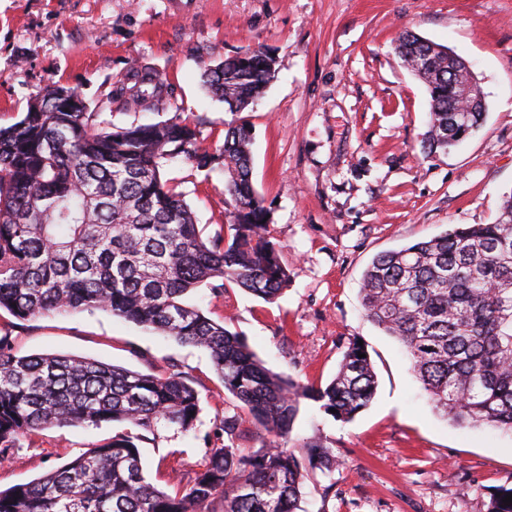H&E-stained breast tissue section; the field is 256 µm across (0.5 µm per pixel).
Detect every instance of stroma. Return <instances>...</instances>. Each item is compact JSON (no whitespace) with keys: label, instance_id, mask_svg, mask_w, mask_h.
<instances>
[{"label":"stroma","instance_id":"35a3bbf8","mask_svg":"<svg viewBox=\"0 0 512 512\" xmlns=\"http://www.w3.org/2000/svg\"><path fill=\"white\" fill-rule=\"evenodd\" d=\"M464 58L484 94L481 127L449 152L422 146L430 120L425 84L394 50L403 31ZM264 47L276 73L246 111L254 127L252 180L271 214L269 239L292 272L268 303L225 283L201 288L205 314L244 336L270 370L313 388L336 374L350 339L363 341L378 386L370 405L340 422L302 400L289 442L297 456L317 437L342 465L310 471L306 512H489L512 488V433L461 427L428 404L399 343L364 315L359 288L377 254L459 224H492L512 193V0H0V126L61 84L112 124L180 118L219 152L236 121L201 86V62ZM166 79L154 107L107 105L137 64ZM207 232L225 223L222 171L176 163ZM20 353H64L143 373L187 372L200 398L195 429L160 430L142 448L147 481L166 492L189 481L216 447L237 403L207 352L105 312L0 315ZM119 423L31 432L0 462V489L28 483L122 432Z\"/></svg>","mask_w":512,"mask_h":512}]
</instances>
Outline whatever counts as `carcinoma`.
Masks as SVG:
<instances>
[{
	"label": "carcinoma",
	"mask_w": 512,
	"mask_h": 512,
	"mask_svg": "<svg viewBox=\"0 0 512 512\" xmlns=\"http://www.w3.org/2000/svg\"><path fill=\"white\" fill-rule=\"evenodd\" d=\"M396 52L407 65L428 57L425 148L448 150L481 125L482 112L448 130V106L461 89L448 83L442 46L405 31ZM257 46L213 66L208 93L241 113L275 75ZM165 82L135 67L113 99L145 108ZM55 87L0 128V311L17 320L47 313L103 311L206 350L224 390L271 439L257 451L236 444L239 416H226L201 468L175 494L143 475L140 448L161 427L194 429L199 398L178 368L157 376L62 353L21 354L0 334V457L21 438L51 426L116 422L131 427L26 484L0 490V512H298L308 473L288 446L301 400L342 421L372 401L377 376L364 346L349 343L333 379L317 389L267 369L244 336L209 319L190 297L224 282L273 302L291 273L269 240L270 212L252 184L253 126L230 124L218 154L185 121L113 127L100 112H58ZM181 160L221 169L228 216L213 234L196 222L177 186L163 178ZM366 317L403 346L435 409L459 425L512 432V196L493 224H465L375 256L361 287ZM309 467L340 465L319 441L304 445Z\"/></svg>",
	"instance_id": "1"
}]
</instances>
